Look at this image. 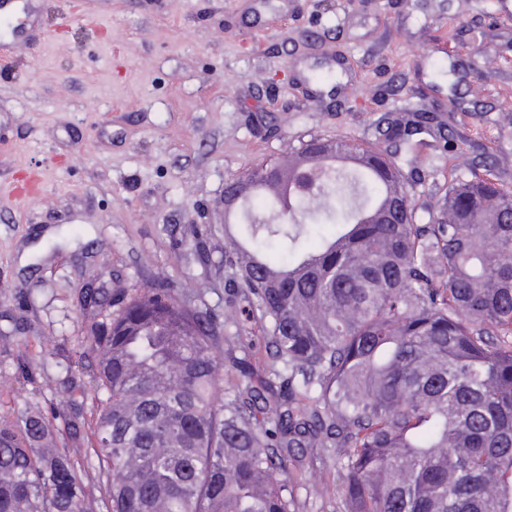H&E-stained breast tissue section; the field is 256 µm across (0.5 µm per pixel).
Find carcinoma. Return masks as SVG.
I'll return each instance as SVG.
<instances>
[{"label": "carcinoma", "mask_w": 512, "mask_h": 512, "mask_svg": "<svg viewBox=\"0 0 512 512\" xmlns=\"http://www.w3.org/2000/svg\"><path fill=\"white\" fill-rule=\"evenodd\" d=\"M319 144L241 176L236 335L162 283L88 326L101 497L42 415L0 413V512H298L296 488L331 485L340 512H512V191L474 167L418 224L386 151L331 140L320 163Z\"/></svg>", "instance_id": "1"}]
</instances>
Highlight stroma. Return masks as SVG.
Wrapping results in <instances>:
<instances>
[{
    "label": "stroma",
    "instance_id": "obj_1",
    "mask_svg": "<svg viewBox=\"0 0 512 512\" xmlns=\"http://www.w3.org/2000/svg\"><path fill=\"white\" fill-rule=\"evenodd\" d=\"M33 21L0 61V411L59 443L58 409L96 417L85 289L160 273L235 334L223 191L248 167L430 111L396 157L417 223L471 165L512 189V0H35Z\"/></svg>",
    "mask_w": 512,
    "mask_h": 512
}]
</instances>
